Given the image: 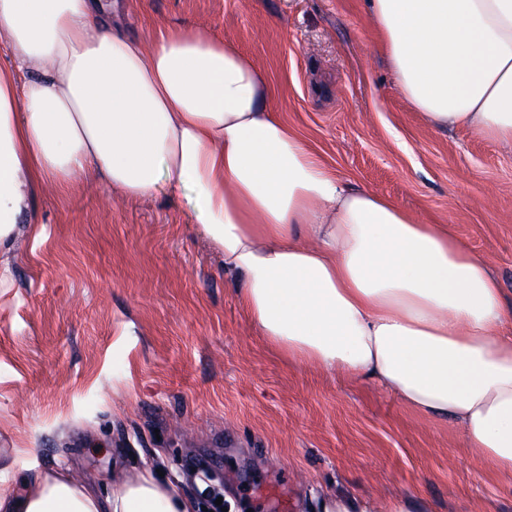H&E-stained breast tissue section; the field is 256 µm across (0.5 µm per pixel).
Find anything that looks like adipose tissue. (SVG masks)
I'll return each instance as SVG.
<instances>
[{
	"instance_id": "ef3b65f1",
	"label": "adipose tissue",
	"mask_w": 512,
	"mask_h": 512,
	"mask_svg": "<svg viewBox=\"0 0 512 512\" xmlns=\"http://www.w3.org/2000/svg\"><path fill=\"white\" fill-rule=\"evenodd\" d=\"M396 85L435 128L512 143V0H365ZM118 0H0V253L24 248L45 186L87 178L129 200L160 182L238 279L260 336L289 360L376 385L451 426L512 475V305L444 224L345 185L272 107L268 77L223 38L114 26ZM323 512H418L336 497ZM141 468L91 493L64 471L0 485V512H198Z\"/></svg>"
}]
</instances>
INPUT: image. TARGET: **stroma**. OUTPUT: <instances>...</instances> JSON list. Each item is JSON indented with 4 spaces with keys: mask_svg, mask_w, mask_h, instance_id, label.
<instances>
[{
    "mask_svg": "<svg viewBox=\"0 0 512 512\" xmlns=\"http://www.w3.org/2000/svg\"><path fill=\"white\" fill-rule=\"evenodd\" d=\"M133 31L180 22L251 56L273 107L349 187L445 224L512 299V146L431 127L397 89L363 0H125ZM0 257V485L54 468L101 492L203 462L226 512H316L333 495L512 512L449 425L363 381L289 362L252 328L186 191L129 202L45 190Z\"/></svg>",
    "mask_w": 512,
    "mask_h": 512,
    "instance_id": "35a3bbf8",
    "label": "stroma"
}]
</instances>
